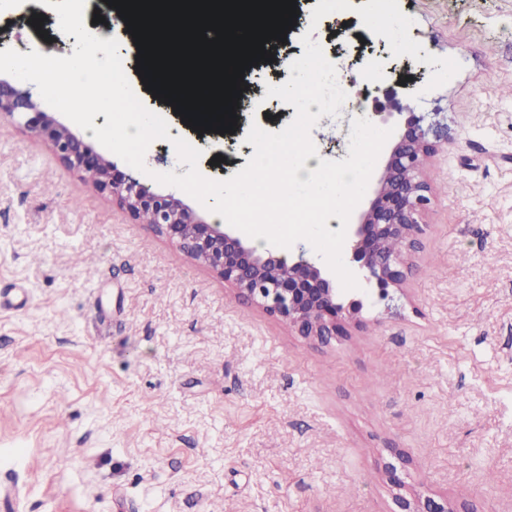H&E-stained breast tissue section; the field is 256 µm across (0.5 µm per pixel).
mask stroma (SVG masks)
Segmentation results:
<instances>
[{
    "mask_svg": "<svg viewBox=\"0 0 512 512\" xmlns=\"http://www.w3.org/2000/svg\"><path fill=\"white\" fill-rule=\"evenodd\" d=\"M300 13L275 60L245 72L234 133H196L146 90L132 41L115 31L143 103L226 179L254 153L251 124L295 113L267 85L290 76L302 35L346 62L349 96L380 77L423 86L431 66L360 42L356 7L311 24ZM410 35L461 71L402 104L438 113L447 139L427 160L420 251L390 304L331 343L298 335L239 298L154 225L133 218L44 138L0 116V500L13 512H396L443 496L469 512H512V0H399ZM80 11L76 25L63 24ZM95 0H0V51L30 52L44 15L58 64L92 29ZM347 115L311 130L330 161L349 155ZM221 157L213 165V157ZM146 171L184 174L170 141ZM97 260L87 275L79 257ZM395 468L398 483L387 470Z\"/></svg>",
    "mask_w": 512,
    "mask_h": 512,
    "instance_id": "35a3bbf8",
    "label": "stroma"
}]
</instances>
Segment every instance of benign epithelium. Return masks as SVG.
<instances>
[{
  "mask_svg": "<svg viewBox=\"0 0 512 512\" xmlns=\"http://www.w3.org/2000/svg\"><path fill=\"white\" fill-rule=\"evenodd\" d=\"M0 115L48 139L71 167L95 174L96 186L116 197L133 216L147 215L167 238L190 257L219 274L238 293L258 304L268 315L282 319L300 335L327 343L360 323V314L373 300L390 301L391 291L407 281L404 255L422 247L423 215L430 204V186L422 177L425 157L436 149L424 117L408 112L399 127L377 188L367 209L347 225L343 259L366 287L346 294L336 287V275L327 264L260 251L233 231L209 224L172 195L150 192L137 180L94 153L46 112L28 92L0 80ZM399 249L388 248L391 241ZM400 512H456L445 498L427 496L397 499Z\"/></svg>",
  "mask_w": 512,
  "mask_h": 512,
  "instance_id": "benign-epithelium-1",
  "label": "benign epithelium"
}]
</instances>
